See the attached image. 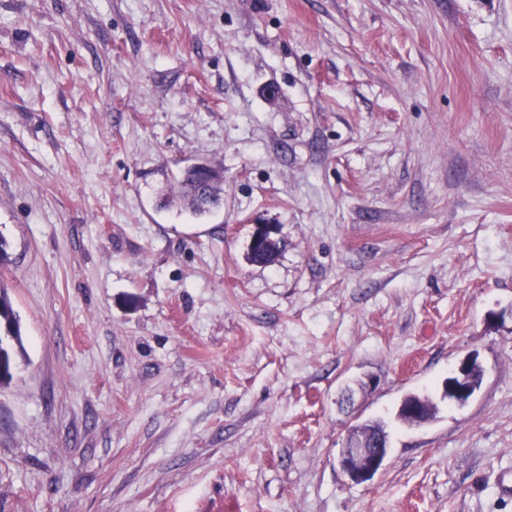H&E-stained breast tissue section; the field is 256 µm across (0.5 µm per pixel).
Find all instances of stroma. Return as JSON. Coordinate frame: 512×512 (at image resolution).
<instances>
[{
  "mask_svg": "<svg viewBox=\"0 0 512 512\" xmlns=\"http://www.w3.org/2000/svg\"><path fill=\"white\" fill-rule=\"evenodd\" d=\"M0 238V512H512V0H0ZM194 175L195 173L191 167L186 169L181 180V193L188 201L192 214L202 215L219 201L221 194L224 193V181H221L214 172L212 183L202 185L195 180ZM197 186L204 188L201 193H199ZM0 309L2 313L0 329L2 330L1 327L6 323L3 327V330L7 332L6 336L13 337L17 344H21L22 340L19 334L15 312L7 293L4 290L2 291V289H0ZM473 358V355L465 357L460 364L451 371V379L446 383L445 395L448 397V401L459 406L466 405L475 395L482 383L481 382L479 385L473 384L468 378V371ZM470 375L475 380L480 379L481 370L477 362L472 364ZM372 444L377 446L348 441L345 448H342L339 466L350 481L357 484L366 482L381 468L388 452V442L386 446L382 440Z\"/></svg>",
  "mask_w": 512,
  "mask_h": 512,
  "instance_id": "stroma-1",
  "label": "stroma"
}]
</instances>
